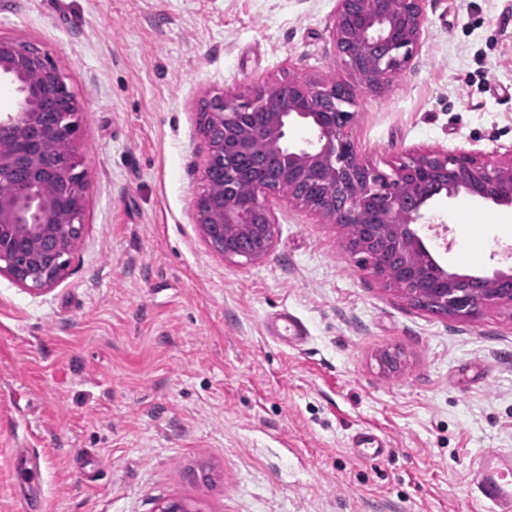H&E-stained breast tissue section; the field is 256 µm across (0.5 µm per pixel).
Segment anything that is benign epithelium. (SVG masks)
<instances>
[{
  "label": "benign epithelium",
  "mask_w": 512,
  "mask_h": 512,
  "mask_svg": "<svg viewBox=\"0 0 512 512\" xmlns=\"http://www.w3.org/2000/svg\"><path fill=\"white\" fill-rule=\"evenodd\" d=\"M425 0H337L332 37L352 81L317 83L294 77L257 85L248 94L218 93L199 106L208 143L205 168L221 165L224 193L203 191L194 202L205 242L227 258L260 261L275 235L272 198L299 203L332 224H355L353 253L394 256L395 269L372 265L374 274L405 298L432 312L472 319L492 305L512 307V266L490 275L451 273L430 259L432 276L416 262L426 251L418 226L437 196L460 193L512 207V149L496 160L444 148L414 152L392 173L362 163L349 127L357 90H376L400 74L419 46ZM32 71L41 83H28ZM0 79L15 85L14 109L0 113V187L15 172L29 185L0 206V273L34 293L48 291L69 266L81 236L84 189L57 168L54 137L43 127L46 112L72 122L80 107L47 52L35 44L0 39ZM309 136L290 140L292 127ZM255 171V188L239 196L241 165Z\"/></svg>",
  "instance_id": "1"
}]
</instances>
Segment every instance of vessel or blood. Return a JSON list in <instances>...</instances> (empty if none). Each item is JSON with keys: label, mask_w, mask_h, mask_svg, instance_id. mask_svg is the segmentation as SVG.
I'll return each instance as SVG.
<instances>
[{"label": "vessel or blood", "mask_w": 512, "mask_h": 512, "mask_svg": "<svg viewBox=\"0 0 512 512\" xmlns=\"http://www.w3.org/2000/svg\"><path fill=\"white\" fill-rule=\"evenodd\" d=\"M270 334L299 342L308 334L305 324L290 312L278 314L269 324ZM359 460H374L388 455L383 439L369 431L355 434L350 443ZM473 492L477 502L491 506L493 512H512V454L484 451L477 455L473 469Z\"/></svg>", "instance_id": "1"}]
</instances>
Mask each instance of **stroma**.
Instances as JSON below:
<instances>
[{
	"instance_id": "35a3bbf8",
	"label": "stroma",
	"mask_w": 512,
	"mask_h": 512,
	"mask_svg": "<svg viewBox=\"0 0 512 512\" xmlns=\"http://www.w3.org/2000/svg\"><path fill=\"white\" fill-rule=\"evenodd\" d=\"M336 0H0V37L49 52L81 105L82 241L36 294L0 274V512H487L473 460L512 451V308L414 306L346 231L274 202L270 255L195 223L198 105L288 77L346 80ZM420 44L360 91L349 138L391 172L440 147L512 149V0H426ZM421 236L449 271L512 266V208L459 195ZM289 311L305 342L270 336ZM369 429L391 453L366 462ZM43 481L20 485L18 456ZM352 455L359 460H374L391 452L386 441L370 431H362L355 434L350 443Z\"/></svg>"
}]
</instances>
